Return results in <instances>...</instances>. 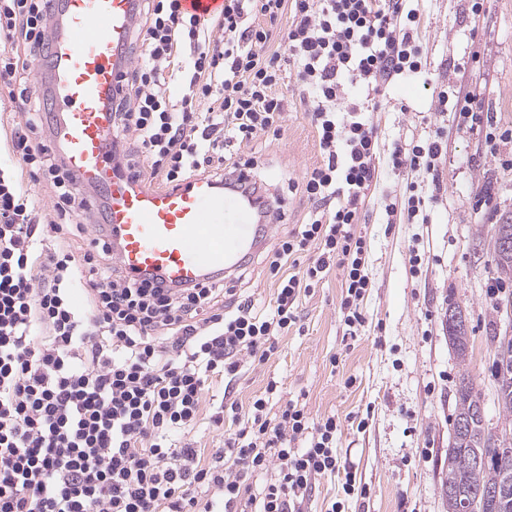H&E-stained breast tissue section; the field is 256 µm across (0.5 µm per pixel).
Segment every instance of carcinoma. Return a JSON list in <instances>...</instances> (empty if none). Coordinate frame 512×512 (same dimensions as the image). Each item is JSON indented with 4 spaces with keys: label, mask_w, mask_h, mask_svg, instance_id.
<instances>
[{
    "label": "carcinoma",
    "mask_w": 512,
    "mask_h": 512,
    "mask_svg": "<svg viewBox=\"0 0 512 512\" xmlns=\"http://www.w3.org/2000/svg\"><path fill=\"white\" fill-rule=\"evenodd\" d=\"M502 373L497 384V405L505 422L512 421V358L504 367L493 365ZM481 398L468 371H463L455 393V416H470L473 427L463 436L453 435L448 449V478L443 484L447 512H460L464 499L489 487L512 479V442H492V434L480 418Z\"/></svg>",
    "instance_id": "carcinoma-1"
}]
</instances>
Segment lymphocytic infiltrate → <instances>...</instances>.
<instances>
[{
    "mask_svg": "<svg viewBox=\"0 0 512 512\" xmlns=\"http://www.w3.org/2000/svg\"><path fill=\"white\" fill-rule=\"evenodd\" d=\"M48 2L0 0V84L28 115L11 136L17 171L0 169V512H302L316 479L339 468L335 417L311 423L290 401L271 414L272 380L233 433L224 414L237 404L211 415L216 447L192 435L214 381L236 378L242 359L269 360L301 297L332 269L343 273L348 333L364 324L359 303L372 281L352 226L378 159L368 105L420 73L417 13L407 0H224L215 42L208 17L180 0H141L137 63L112 99L117 170L134 171L132 142L164 184L254 170V158L228 155L280 131L288 100L276 89L287 71L315 129L321 161L301 182L309 216L268 256L274 303L262 310L245 298L229 310L212 282L113 277L105 239L73 251L88 200L17 80L47 36ZM286 14L283 47L271 49V25ZM444 145L439 132L397 141L389 161L430 175ZM35 182L52 190L54 222L40 221ZM79 283L85 310L72 298Z\"/></svg>",
    "mask_w": 512,
    "mask_h": 512,
    "instance_id": "obj_1",
    "label": "lymphocytic infiltrate"
}]
</instances>
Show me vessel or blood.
I'll return each instance as SVG.
<instances>
[{
  "label": "vessel or blood",
  "instance_id": "obj_1",
  "mask_svg": "<svg viewBox=\"0 0 512 512\" xmlns=\"http://www.w3.org/2000/svg\"><path fill=\"white\" fill-rule=\"evenodd\" d=\"M139 4L53 0L38 94L49 140L100 211L97 232L123 273L187 288L237 270L257 253L270 231L269 216L244 172L221 185L195 178L150 188L114 169L108 105L131 63Z\"/></svg>",
  "mask_w": 512,
  "mask_h": 512
}]
</instances>
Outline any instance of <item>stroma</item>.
Segmentation results:
<instances>
[{
    "label": "stroma",
    "instance_id": "obj_1",
    "mask_svg": "<svg viewBox=\"0 0 512 512\" xmlns=\"http://www.w3.org/2000/svg\"><path fill=\"white\" fill-rule=\"evenodd\" d=\"M418 9L425 77L386 90L372 115L380 148L376 181L354 227L367 241L372 280L361 303L364 326L356 337L346 336L343 278L333 271L302 298L299 320L279 338L276 353L260 365L242 362L226 391V401L244 406L274 380L281 400L304 406L311 421H339L340 470L316 480L303 512H329L337 501L344 512H446L440 485L461 371L469 372L482 397L488 431L504 426L490 338L512 323L497 312L491 290L500 286L512 296V280L497 281L490 251L475 244L490 242L495 225L512 220V141L487 155L485 128L436 112L431 100L445 88L474 87L497 127H512V0H419ZM282 91L288 112L280 132L257 137L242 152L256 157V173L274 190L283 221L244 278L223 281L262 307L274 297L265 251L305 221L310 203L300 184L320 160L293 74H286ZM438 130L447 150L437 162V201L429 223L411 224L404 208L423 175L393 170L389 153L393 141L424 140ZM452 305L461 309L469 336L463 366L448 341ZM348 477L368 496L345 495Z\"/></svg>",
    "mask_w": 512,
    "mask_h": 512
}]
</instances>
